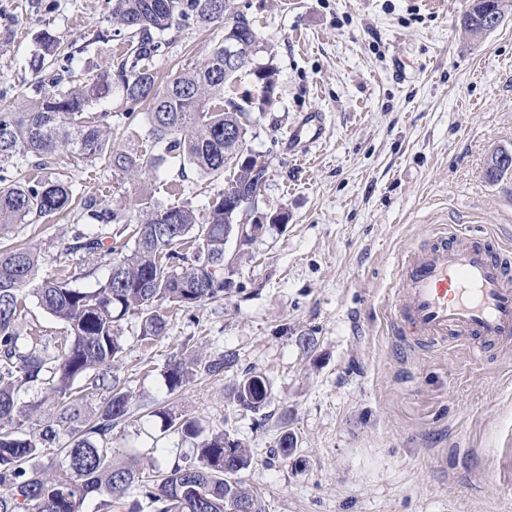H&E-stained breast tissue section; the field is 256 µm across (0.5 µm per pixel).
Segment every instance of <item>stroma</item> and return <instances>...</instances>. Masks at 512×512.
Here are the masks:
<instances>
[{
    "instance_id": "1",
    "label": "stroma",
    "mask_w": 512,
    "mask_h": 512,
    "mask_svg": "<svg viewBox=\"0 0 512 512\" xmlns=\"http://www.w3.org/2000/svg\"><path fill=\"white\" fill-rule=\"evenodd\" d=\"M471 0H232L259 37L257 64L277 71L246 146L269 179L244 223L284 212L288 221L225 246L222 300L172 313L166 337L144 344L137 317L121 323L118 373L134 395V422L116 430L121 459L164 466L191 452L160 431L150 408L192 413L207 431L242 441L240 473L266 512H512V342L420 343L391 319L406 251L446 226L500 235L512 251V174L485 176L497 147L512 146V12L479 40L456 26ZM110 0H0V108L33 95L37 38L61 43L57 71L73 83L111 69L125 47L106 37ZM223 24L176 33L157 60L158 84L201 61ZM112 115L114 148L148 149L142 103L127 118L119 93L97 105ZM322 113L323 138L288 146L303 115ZM76 192L104 204L146 191L169 205L205 209L225 177L163 170L120 196L97 167L61 158ZM77 208L16 224L5 244L39 248V275L67 272L96 288L105 270L66 255ZM236 352L223 377L168 392L163 371L177 347ZM266 377L261 413L240 409L243 370ZM294 459L272 456L283 432Z\"/></svg>"
}]
</instances>
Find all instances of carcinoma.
<instances>
[{"mask_svg": "<svg viewBox=\"0 0 512 512\" xmlns=\"http://www.w3.org/2000/svg\"><path fill=\"white\" fill-rule=\"evenodd\" d=\"M231 0H112L113 34L127 51L112 68L80 87L46 66L55 56V37H38L36 71L39 93L15 111L0 110V234L12 224L35 221L67 209L72 185L56 176L62 156L100 163L116 180L135 181L176 165L201 176L216 177L234 166L233 199L250 204L262 195L268 168L244 149L249 113L232 96L231 87L245 70L261 85L259 102H269L275 68H251L258 34L250 19L232 11ZM503 0H472L462 18L473 39L500 9ZM224 21V38L207 56L156 85L155 59L170 43L168 35L190 25L206 27ZM231 44L243 66L224 76V45ZM118 90L129 110L151 104L147 113L152 151L114 150L112 113L92 109ZM232 135L224 136L225 131ZM31 161L36 175L13 180L19 161ZM512 173V151L491 153L485 174L497 181ZM80 210L95 229L74 227L68 255L93 257L108 273L97 288L71 285L72 277L36 281L40 253L35 246L0 248V512H83L85 502L99 498L102 512H266L264 500L246 488L240 472L250 462L245 445L222 432L208 433L201 421L164 409L153 410L162 427L192 445L184 464L145 471L136 462H119L112 447L114 431L131 418L133 395L115 373L124 354L119 322L140 318L139 337L166 336L167 312L201 307L224 299V247L238 215L218 192L199 214L188 205L170 206L145 195L139 214L121 203L107 206L92 193H81ZM120 229L112 232V225ZM131 238H122L126 230ZM51 316L67 323L68 336L52 353L42 337L18 329L26 296ZM238 362L229 351H182L171 358L163 376L171 392L194 377H220ZM40 390L41 399L18 407L24 388ZM270 383L246 370L235 383L237 405L254 414L264 409ZM101 396L97 411L87 400ZM50 402L57 413L41 420ZM58 448L53 449L51 445ZM57 452L55 462L41 464Z\"/></svg>", "mask_w": 512, "mask_h": 512, "instance_id": "1", "label": "carcinoma"}]
</instances>
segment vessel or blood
Here are the masks:
<instances>
[{"label": "vessel or blood", "mask_w": 512, "mask_h": 512, "mask_svg": "<svg viewBox=\"0 0 512 512\" xmlns=\"http://www.w3.org/2000/svg\"><path fill=\"white\" fill-rule=\"evenodd\" d=\"M322 134L321 120H308L288 140L303 147ZM392 314L405 335L432 342L512 339V263L479 234L464 242L439 233L429 247L405 254Z\"/></svg>", "instance_id": "b4317fda"}]
</instances>
